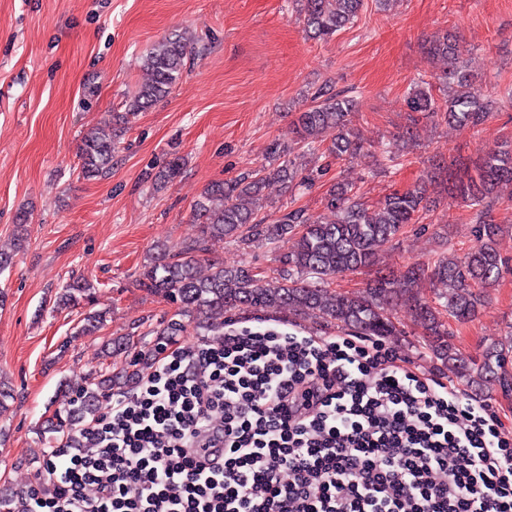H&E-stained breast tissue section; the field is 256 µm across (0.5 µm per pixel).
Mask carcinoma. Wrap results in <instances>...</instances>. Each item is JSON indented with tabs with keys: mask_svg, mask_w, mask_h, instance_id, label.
I'll list each match as a JSON object with an SVG mask.
<instances>
[{
	"mask_svg": "<svg viewBox=\"0 0 512 512\" xmlns=\"http://www.w3.org/2000/svg\"><path fill=\"white\" fill-rule=\"evenodd\" d=\"M310 34L323 41L333 39L345 26L358 18L364 0H302ZM429 58L442 64L434 79L448 89L439 101L430 82L420 85L407 99L411 113L438 117L449 126L478 127L484 124L494 107V100L479 99L469 88L473 74L459 65L462 49L459 40L444 35L425 45ZM188 55V41L173 34L157 42L142 61L144 80L125 100V112L113 116V122L87 134L80 146V175L94 179L106 174L118 149L120 130L138 112L149 109L166 97L180 80ZM355 111L353 97L344 91L319 89L314 104L296 113L292 121L296 143L307 150L327 130L336 131L328 147L329 154L341 158L363 148L362 141L350 127L349 116ZM182 158L175 154L167 166L151 176L157 186L181 174ZM430 170L428 181L402 192L395 191L376 206L369 207L349 182L333 185L325 197L328 215L313 217L302 209H292L268 220L259 216L260 194L271 181L286 188L307 183L303 171L288 162L275 168H261L254 173L214 182L206 187L192 206V222L199 234L179 246L156 247L145 266L139 287L148 294L178 305L179 315L199 329L217 332L224 327V315L232 311L288 312L295 316L329 320L362 336L386 337L396 334L386 316L389 308L408 309L428 339L429 349L443 367L475 385L493 381L504 390L512 389L505 364L512 357V344H495L485 351L481 361L463 356L451 342L447 320L464 323L473 320L484 303L487 289L496 285L509 259L502 256L497 240L501 227L492 219L499 188L512 186V142L487 153L473 165L455 169ZM460 198L474 209L476 244L458 259L441 255L430 267L419 264L399 274L375 277L357 293H340L323 286L336 274L369 268L376 264L379 252L392 242L408 224L436 206L430 196L433 184ZM289 236L294 246L288 256V272L269 280L256 276L245 266L228 268L212 256V247L224 238H236L247 244L254 238L274 240ZM445 287L439 294L441 303L423 298L417 283L424 275ZM91 303L90 284L74 281L54 298L56 309H72ZM106 320V313L88 312L80 331L91 335ZM139 378L138 363L117 373L101 372L80 384V405L65 408L66 416L45 420L40 428L61 430L71 424L73 414L85 417L96 413L100 398L112 389L132 387Z\"/></svg>",
	"mask_w": 512,
	"mask_h": 512,
	"instance_id": "1",
	"label": "carcinoma"
}]
</instances>
